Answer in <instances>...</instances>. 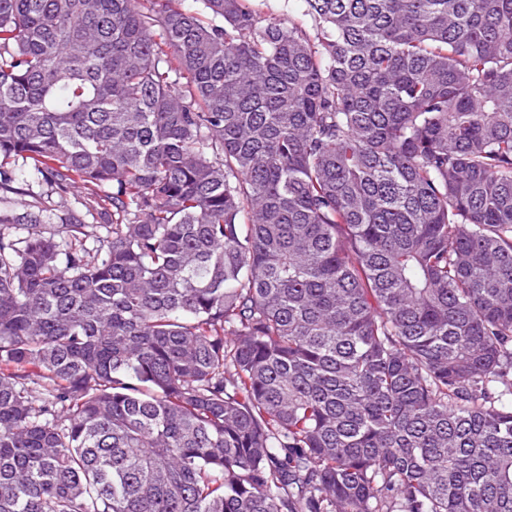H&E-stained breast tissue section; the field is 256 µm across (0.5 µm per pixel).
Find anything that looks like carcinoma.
I'll return each mask as SVG.
<instances>
[{
    "label": "carcinoma",
    "mask_w": 512,
    "mask_h": 512,
    "mask_svg": "<svg viewBox=\"0 0 512 512\" xmlns=\"http://www.w3.org/2000/svg\"><path fill=\"white\" fill-rule=\"evenodd\" d=\"M302 2L0 0V512H512V0ZM257 7L265 15H272L288 25L289 19L301 14V2L298 0H257ZM26 185H23L25 189L24 195L19 196L17 199L24 202H31L34 198L43 202V204L49 209H60L58 206L60 202H63L62 205H67L72 209L76 210L83 220H85L88 224H96L100 222V217L96 213H93V216L85 212V209L81 206L80 202L81 196H83V190L77 188L73 191V194H68L63 200L56 195L51 194L50 188L47 187L45 183L41 180L38 181L36 178H27Z\"/></svg>",
    "instance_id": "1"
}]
</instances>
